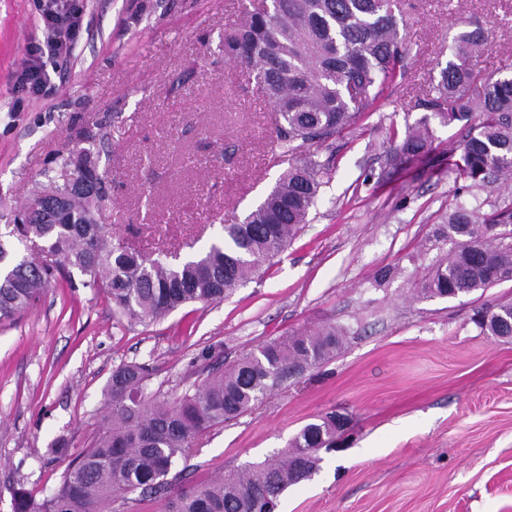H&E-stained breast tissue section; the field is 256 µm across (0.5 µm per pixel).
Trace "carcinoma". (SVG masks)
<instances>
[{"label":"carcinoma","mask_w":512,"mask_h":512,"mask_svg":"<svg viewBox=\"0 0 512 512\" xmlns=\"http://www.w3.org/2000/svg\"><path fill=\"white\" fill-rule=\"evenodd\" d=\"M402 22L401 0H270L247 11L241 25L224 31V57L252 71L275 112L274 143L293 158L278 182L242 221L224 225L219 243L177 260L171 250L151 257L114 239L99 223L108 198L97 191L74 200V224L24 212L28 223L0 232V322L30 308L52 286L57 266L79 272L83 287L104 291L131 324L162 319L186 303L224 300L290 244L316 206L332 166L305 148L336 137L360 114L374 111L386 89L405 77ZM489 44L481 28L456 37L436 96L427 101L431 116L407 128L402 138L393 133L387 165L397 170L427 154L434 118L467 130L459 158L448 161L456 179L469 188L512 182V76L486 79L477 106L468 94L473 62ZM476 110L484 119L473 126ZM76 158L77 171L90 174L93 150L69 151L61 168ZM71 192L70 185L49 175L26 207ZM501 224H512V204L489 213L456 204L437 230V237L455 247L431 270L423 297L442 298L452 290L469 294L512 281V243L498 241L494 233ZM16 242L32 243L55 264L16 258ZM477 316L486 335L512 337V303L489 306ZM341 344L334 327L273 339L171 402L147 391L145 365L121 364L112 373L109 413L97 436L68 462L52 495L38 500L23 488L13 490V512H104L107 503L133 494L160 501L162 512H275L288 487L318 466L314 453L302 462L299 457L336 441L334 414L305 425L292 440V451L275 462L194 483L179 461L196 451L203 433L239 418L287 381L290 369L317 367Z\"/></svg>","instance_id":"1"}]
</instances>
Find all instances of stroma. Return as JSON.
<instances>
[{
  "instance_id": "stroma-1",
  "label": "stroma",
  "mask_w": 512,
  "mask_h": 512,
  "mask_svg": "<svg viewBox=\"0 0 512 512\" xmlns=\"http://www.w3.org/2000/svg\"><path fill=\"white\" fill-rule=\"evenodd\" d=\"M251 0H79L74 56L46 59L47 90L11 111V76L43 42L36 0H0V229L13 223L59 155L92 146L110 199L102 222L150 253L206 250L286 170L270 144L274 114L253 77L224 58L225 28ZM407 74L376 111L310 148L333 160L320 202L288 247L223 302L192 303L131 325L103 291L60 272L13 321L0 323V512L11 492L49 495L70 454L99 431L113 370L148 364L150 393L175 399L210 369L281 336L329 325L346 339L328 362L268 392L202 437L200 482L281 458L308 423H348L319 450L312 476L278 512H512V338L483 333L484 306L512 302V281L455 298L420 289L452 242L435 231L459 198L483 211L512 191L461 193L448 170L464 134L436 126L429 159L392 170L383 149L426 115L459 33L491 46L470 97L512 74V0H404ZM390 269L377 280L380 269Z\"/></svg>"
}]
</instances>
